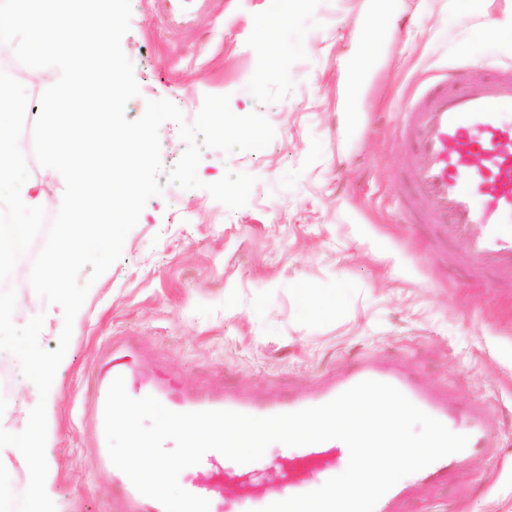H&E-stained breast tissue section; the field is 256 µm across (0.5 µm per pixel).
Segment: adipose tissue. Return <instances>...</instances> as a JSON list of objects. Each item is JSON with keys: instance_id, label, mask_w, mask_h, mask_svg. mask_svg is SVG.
I'll return each instance as SVG.
<instances>
[{"instance_id": "adipose-tissue-1", "label": "adipose tissue", "mask_w": 512, "mask_h": 512, "mask_svg": "<svg viewBox=\"0 0 512 512\" xmlns=\"http://www.w3.org/2000/svg\"><path fill=\"white\" fill-rule=\"evenodd\" d=\"M10 113H0V205L12 211L11 223L0 226V243L8 242L13 249L25 243L30 220L54 204L47 188L31 179L14 158L9 135Z\"/></svg>"}]
</instances>
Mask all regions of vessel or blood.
Listing matches in <instances>:
<instances>
[{"label": "vessel or blood", "mask_w": 512, "mask_h": 512, "mask_svg": "<svg viewBox=\"0 0 512 512\" xmlns=\"http://www.w3.org/2000/svg\"><path fill=\"white\" fill-rule=\"evenodd\" d=\"M169 27L188 30L210 0H153ZM399 173L412 196L427 200L422 222L435 225L440 241L462 244L459 257L475 284L512 288V70L495 69L481 80L446 79L429 87L404 112ZM103 364L80 411L91 416V451L99 470L112 478L120 512H165L163 505L137 491L109 457L104 434L108 388L123 377L128 395L153 396L183 413L230 410L257 417L296 412L325 404L364 380L393 385L414 405L469 438L464 450L414 473L418 482L444 484L450 469L499 446L500 421L485 406L463 405L429 389L419 366L386 361L365 353L335 375L306 391L265 400L235 389L192 392L164 367L143 356L131 337L105 339ZM349 459L337 439L289 447L277 457L238 464L211 450L186 468L181 486L205 498L209 512H261L271 503L305 493L310 481L326 482Z\"/></svg>", "instance_id": "1"}]
</instances>
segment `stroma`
Segmentation results:
<instances>
[{
	"instance_id": "35a3bbf8",
	"label": "stroma",
	"mask_w": 512,
	"mask_h": 512,
	"mask_svg": "<svg viewBox=\"0 0 512 512\" xmlns=\"http://www.w3.org/2000/svg\"><path fill=\"white\" fill-rule=\"evenodd\" d=\"M368 0H212L195 29L167 28L153 0H131L121 40L139 96L167 99L193 123L205 95L230 97L238 115L261 112L275 136L260 150L202 153L204 186L166 184L127 235L122 255L91 286L72 330L70 360L49 403L54 438L46 452L64 512H114L110 476L95 468L78 403L108 336H134L191 390L232 387L262 399L306 390L355 355L371 352L423 368L428 387L463 404L484 403L502 432L496 455H476L444 485H409L400 512H512V293L474 285L458 247H440L423 224L406 222L398 175L404 105L454 72L481 78L512 67V45L482 41L478 30L512 24V0H398L374 36L358 129L345 104L347 70L364 33ZM59 76L39 78L16 57H0V84L25 108L13 117L15 156L54 195L65 181L33 164L40 97ZM255 176L246 206L231 210L206 184L225 171ZM36 222L23 250L0 249V290L14 287L13 319L44 312L29 275L56 216ZM349 288L331 313L339 284ZM321 308L305 317L299 298ZM0 428L12 430L34 388L10 356L0 374Z\"/></svg>"
}]
</instances>
